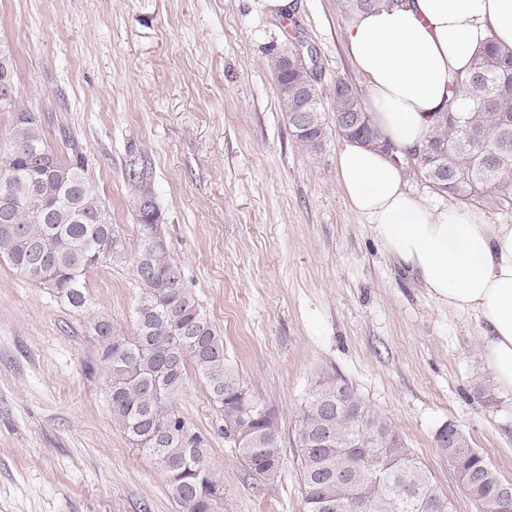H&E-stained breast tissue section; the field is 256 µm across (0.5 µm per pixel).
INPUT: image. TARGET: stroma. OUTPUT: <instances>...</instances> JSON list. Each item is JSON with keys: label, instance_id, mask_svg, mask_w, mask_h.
Returning a JSON list of instances; mask_svg holds the SVG:
<instances>
[{"label": "stroma", "instance_id": "1", "mask_svg": "<svg viewBox=\"0 0 512 512\" xmlns=\"http://www.w3.org/2000/svg\"><path fill=\"white\" fill-rule=\"evenodd\" d=\"M340 0H0V43L48 142L69 131L90 182L127 239L137 236L124 175L145 154L171 257L224 337L229 367L276 415L283 464L256 478L188 373L176 409L206 436L223 512H304L299 409L336 370L388 416L453 512H478L436 443L452 423L512 481V391L483 359L475 316L438 305L346 202L344 139L308 152L280 106L274 58L312 51L323 88L364 89L346 48ZM426 201L492 224L512 209L460 201L424 178ZM75 311L0 261V512H182L156 459L112 424L88 322L128 331L139 290L127 267L88 274ZM494 393L487 402L477 384Z\"/></svg>", "mask_w": 512, "mask_h": 512}]
</instances>
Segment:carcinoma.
<instances>
[{"instance_id":"carcinoma-1","label":"carcinoma","mask_w":512,"mask_h":512,"mask_svg":"<svg viewBox=\"0 0 512 512\" xmlns=\"http://www.w3.org/2000/svg\"><path fill=\"white\" fill-rule=\"evenodd\" d=\"M381 4L341 0V9L350 17ZM275 75L292 137L307 151L321 147L329 122L367 111L358 91L342 80L327 93L320 87L314 95L307 92L311 82H320L314 68L279 57ZM326 95L330 118L323 108ZM0 112L11 116L0 141V259L75 310L89 301L90 269L131 262L140 295L130 330L120 333L99 317L89 328L107 370L112 422L159 462L183 512H221L224 485L199 468L211 464L207 439L172 403L188 368L202 378L224 437L252 475L263 477L281 462L279 428L274 411L226 365L224 340L168 253L147 158L139 154L125 169L138 227L131 250L91 187L88 161L77 144L69 143L64 155L53 149L17 94L0 102ZM427 121L430 135L414 150V165H401L407 175L434 169L431 152L443 147L448 167L429 179L435 190L511 207L512 47L486 43ZM345 137L377 150L385 143L375 126L354 127ZM444 433L443 451L478 512H498L502 479L456 425H445L436 439ZM297 445L305 512H450L448 498L394 423L334 371L320 372L307 395Z\"/></svg>"}]
</instances>
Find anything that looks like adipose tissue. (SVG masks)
Here are the masks:
<instances>
[{"label": "adipose tissue", "mask_w": 512, "mask_h": 512, "mask_svg": "<svg viewBox=\"0 0 512 512\" xmlns=\"http://www.w3.org/2000/svg\"><path fill=\"white\" fill-rule=\"evenodd\" d=\"M344 39L383 135L411 149L428 136L426 116L448 97L487 40L512 46V0H409L348 19ZM349 206L384 249L414 272L437 303L475 315L484 357L512 390V224L425 202L387 156L346 140L336 159Z\"/></svg>", "instance_id": "adipose-tissue-1"}]
</instances>
